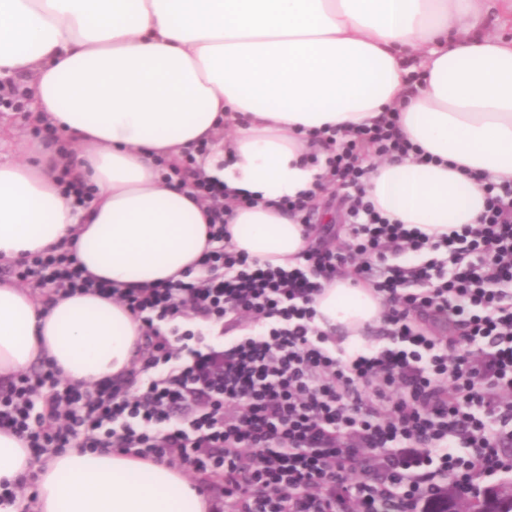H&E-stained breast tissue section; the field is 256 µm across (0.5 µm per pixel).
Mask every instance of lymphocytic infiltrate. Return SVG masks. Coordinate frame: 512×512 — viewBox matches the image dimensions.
I'll use <instances>...</instances> for the list:
<instances>
[{"mask_svg":"<svg viewBox=\"0 0 512 512\" xmlns=\"http://www.w3.org/2000/svg\"><path fill=\"white\" fill-rule=\"evenodd\" d=\"M325 181L351 200L345 249L284 269L226 246L223 186L194 155L162 164L209 200L201 276L131 288L90 275L74 247L29 254L14 280L117 298L143 327L133 366L90 384L51 358L0 382V430L30 448L120 452L192 474L210 512H441L512 470V183L485 182L479 223L433 238L365 196L367 153L416 147L397 115L316 133ZM350 270L382 296V345L346 351L314 303Z\"/></svg>","mask_w":512,"mask_h":512,"instance_id":"f902f5d3","label":"lymphocytic infiltrate"}]
</instances>
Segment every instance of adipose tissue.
<instances>
[{"label": "adipose tissue", "instance_id": "ef3b65f1", "mask_svg": "<svg viewBox=\"0 0 512 512\" xmlns=\"http://www.w3.org/2000/svg\"><path fill=\"white\" fill-rule=\"evenodd\" d=\"M486 0H0V77H26L31 124L53 125L79 153L72 205L58 155L15 142L0 121V261L77 241L79 262L118 287L199 275L204 208L165 181L207 144L203 176L224 186L230 246L288 268L310 237L271 201L312 190L324 173L310 136L355 130L397 109L429 164L373 160L368 194L388 218L430 235L475 223L479 177L512 181V38L486 31ZM256 206L237 205L240 196ZM317 322L346 347L380 323L370 286L337 277ZM140 324L93 294L45 304L0 282V379L43 357L89 384L130 368ZM36 472L35 512H208L177 468L74 449L34 460L0 431V482Z\"/></svg>", "mask_w": 512, "mask_h": 512}]
</instances>
